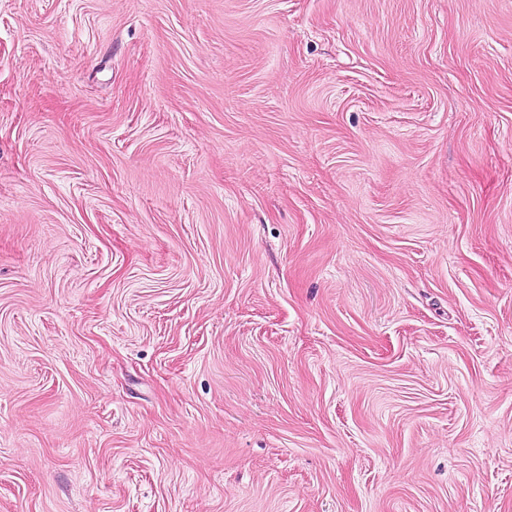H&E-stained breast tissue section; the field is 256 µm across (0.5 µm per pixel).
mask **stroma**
I'll use <instances>...</instances> for the list:
<instances>
[{"instance_id": "35a3bbf8", "label": "stroma", "mask_w": 512, "mask_h": 512, "mask_svg": "<svg viewBox=\"0 0 512 512\" xmlns=\"http://www.w3.org/2000/svg\"><path fill=\"white\" fill-rule=\"evenodd\" d=\"M0 512H512V0H0Z\"/></svg>"}]
</instances>
